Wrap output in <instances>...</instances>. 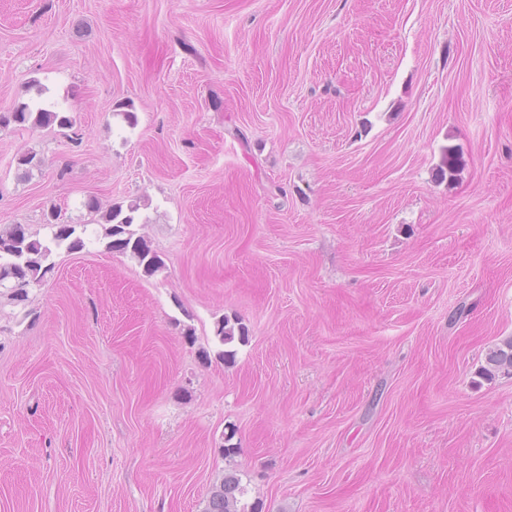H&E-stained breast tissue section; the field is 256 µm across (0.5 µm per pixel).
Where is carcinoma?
Segmentation results:
<instances>
[{
	"label": "carcinoma",
	"instance_id": "obj_1",
	"mask_svg": "<svg viewBox=\"0 0 512 512\" xmlns=\"http://www.w3.org/2000/svg\"><path fill=\"white\" fill-rule=\"evenodd\" d=\"M24 126L61 127L71 125L68 117L56 110L39 107L32 111L27 106L8 114H0V126L10 124ZM139 205L132 204L128 209L112 207L102 214L108 227L106 236L110 238L109 248L121 254H130L144 265L145 272L153 274L162 267V261L143 237L136 235L132 226L138 220ZM56 210L46 213L45 223L51 226V237L40 240L28 232L25 225L13 224L7 231H0V287H7L9 299L15 303L28 300V288L40 282L52 270L49 259L54 250L64 247L67 251H80L86 247L84 224H59ZM248 328L241 322L227 318L217 321L215 336L221 345L243 340ZM483 374L493 376L499 372L512 373V336L490 349L485 358ZM246 487L235 473L224 475L213 484L204 512H259L242 504Z\"/></svg>",
	"mask_w": 512,
	"mask_h": 512
}]
</instances>
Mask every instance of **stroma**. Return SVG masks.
Listing matches in <instances>:
<instances>
[{"label":"stroma","mask_w":512,"mask_h":512,"mask_svg":"<svg viewBox=\"0 0 512 512\" xmlns=\"http://www.w3.org/2000/svg\"><path fill=\"white\" fill-rule=\"evenodd\" d=\"M40 85L0 228L87 244L0 299V512H512V0H0V113ZM12 123L19 126L30 124L31 126L39 127L51 126L54 124H57L60 127L71 125L70 119L62 115V112L42 107H38L36 112H33L28 106H22L8 114H0L1 127H7ZM138 211L139 205L136 203L131 204L125 212L122 208L111 207L102 214L101 219L109 225L105 228L106 236L111 238L108 247L122 254L129 253L144 265L146 273L153 274L162 267V261L144 238L136 236L131 229L134 224H138ZM239 320H234L232 323L230 319L222 318L217 321L215 327V336L221 345L232 343L235 337L243 341L245 336H248V328ZM483 374L493 376L499 372L512 373V336L490 349L485 358ZM246 487L236 473L224 475L213 484L204 512H260L256 506L251 510L242 504Z\"/></svg>","instance_id":"35a3bbf8"}]
</instances>
